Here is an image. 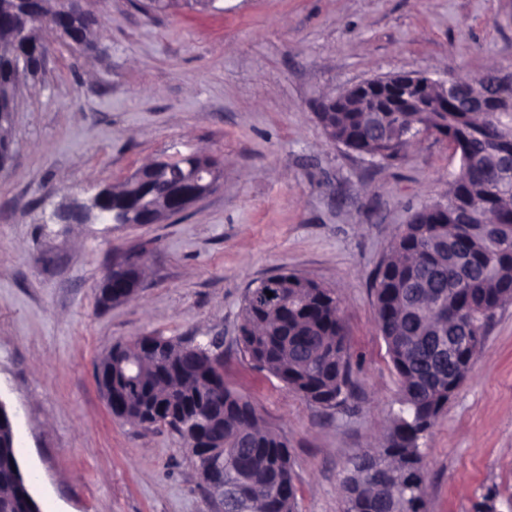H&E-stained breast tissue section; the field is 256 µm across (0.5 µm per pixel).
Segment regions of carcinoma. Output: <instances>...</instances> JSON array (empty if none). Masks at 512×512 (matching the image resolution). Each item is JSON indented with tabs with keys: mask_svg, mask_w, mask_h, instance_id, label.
Masks as SVG:
<instances>
[{
	"mask_svg": "<svg viewBox=\"0 0 512 512\" xmlns=\"http://www.w3.org/2000/svg\"><path fill=\"white\" fill-rule=\"evenodd\" d=\"M55 27L87 52L97 50L99 19L68 15L57 0H0V167L12 152V113L20 79L42 73L47 28ZM457 96L474 112H382L383 101L323 97L316 116L333 143L390 162L412 145L405 132L434 134L462 146L459 171L444 198L417 210L395 236L375 279L376 318L400 383V409L384 443L351 457L341 490L344 512H420L426 471L421 439L447 405L448 380L461 384L472 371L487 324L512 304V87L495 77H454ZM184 156L173 169H138L141 183L107 187L121 207L142 199L167 201L174 172L196 167ZM137 265L112 268V291L128 295ZM273 296H267V292ZM466 330L472 343L448 353V337ZM239 344L254 366L283 387L324 409L345 403L349 354L336 292L293 272L249 289L242 308ZM217 346L192 339L143 336L112 346L132 355L141 373L130 383L112 377V415L131 425L175 430L186 448L213 422H224L227 512H295L297 488L288 443L228 386L208 387L203 353ZM0 512H32L31 494L0 419Z\"/></svg>",
	"mask_w": 512,
	"mask_h": 512,
	"instance_id": "cac0c4a2",
	"label": "carcinoma"
}]
</instances>
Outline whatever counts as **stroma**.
Wrapping results in <instances>:
<instances>
[{"instance_id": "obj_1", "label": "stroma", "mask_w": 512, "mask_h": 512, "mask_svg": "<svg viewBox=\"0 0 512 512\" xmlns=\"http://www.w3.org/2000/svg\"><path fill=\"white\" fill-rule=\"evenodd\" d=\"M145 15L92 0L98 49L51 42L23 88L13 157L0 169V401L41 512H214L194 458L168 427L112 416L96 367L140 336L222 341L224 381L288 440L296 512H343L348 457L372 446L400 385L376 323L373 278L401 225L439 200L460 166L428 135L379 163L334 145L319 99L371 78L512 73V0H218ZM217 159L224 179L160 224H59L142 163ZM134 256L138 294L99 300L112 260ZM294 272L335 289L351 387L310 405L238 343L249 288ZM427 512H512V305L423 441Z\"/></svg>"}]
</instances>
